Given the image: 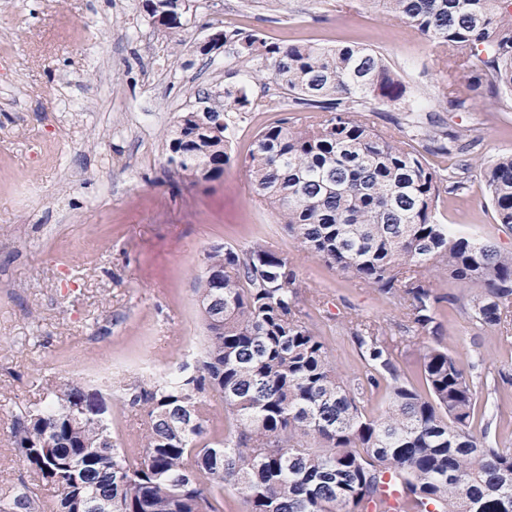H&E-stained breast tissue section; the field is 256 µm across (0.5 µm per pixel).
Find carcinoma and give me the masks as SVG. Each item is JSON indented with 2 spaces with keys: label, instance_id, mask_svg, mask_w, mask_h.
<instances>
[{
  "label": "carcinoma",
  "instance_id": "carcinoma-1",
  "mask_svg": "<svg viewBox=\"0 0 512 512\" xmlns=\"http://www.w3.org/2000/svg\"><path fill=\"white\" fill-rule=\"evenodd\" d=\"M380 12L426 36L451 70L469 74L442 103L452 111L508 107L512 100V12L508 0H372ZM168 25L178 0H155ZM224 46L250 64L249 83L224 85L227 107L199 121L184 112L165 135L168 163L195 181L224 175L236 120L247 112L306 113L262 128L242 160L255 194L284 232L330 268L398 299L424 336L438 334L441 298L430 276L475 290L474 317L512 330V252L456 237L436 218L440 183L466 189L468 134L411 119L402 138L376 128L381 105L405 86L379 52L281 45L250 32H224ZM262 86L254 95L250 84ZM457 158L442 177L411 142ZM496 222L512 228V152L483 170ZM206 329L202 351L178 375L139 382L118 401L141 410L139 448L112 440L102 392L63 379L44 407L25 409L11 436L29 472L55 486L49 502L29 487L0 494V512H79L87 498L112 512H226V491L249 512H503L512 503V449L477 433L475 385L465 363L440 345L421 362L425 391L399 378L403 339L348 320L365 361L345 381L300 307L288 254L253 241L207 250L196 277ZM383 387L384 412L366 413ZM227 430L208 429L212 402Z\"/></svg>",
  "mask_w": 512,
  "mask_h": 512
}]
</instances>
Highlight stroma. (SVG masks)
Wrapping results in <instances>:
<instances>
[{
  "label": "stroma",
  "instance_id": "obj_1",
  "mask_svg": "<svg viewBox=\"0 0 512 512\" xmlns=\"http://www.w3.org/2000/svg\"><path fill=\"white\" fill-rule=\"evenodd\" d=\"M236 29L381 52L406 96L375 114L376 127L396 130L412 109L449 131L470 130L467 188L441 194L437 216L458 235L512 251L481 174L512 151V110L446 111L431 42L370 0L341 9L336 0H192L174 32L152 24L143 0H0V489L23 482L53 498L11 439L15 414L53 383H91L107 367L127 382L163 378L200 352L195 276L214 245L263 240L293 259L306 320L345 380L364 372L345 327L357 317L403 337L398 372L420 384L429 340L409 330L398 302L310 255L256 199L241 161L279 113H246L218 180L194 183L168 164L164 133L177 117L205 97L223 103L225 72L243 81L237 61L195 51L210 33ZM432 289L443 299L441 341L478 383L488 443L512 448V336L454 304L462 290L449 278Z\"/></svg>",
  "mask_w": 512,
  "mask_h": 512
}]
</instances>
